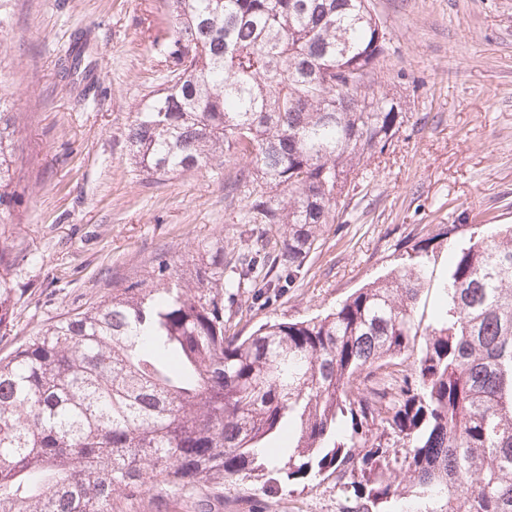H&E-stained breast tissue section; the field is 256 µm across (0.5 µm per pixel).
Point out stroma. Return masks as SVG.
Segmentation results:
<instances>
[{"instance_id": "obj_1", "label": "stroma", "mask_w": 512, "mask_h": 512, "mask_svg": "<svg viewBox=\"0 0 512 512\" xmlns=\"http://www.w3.org/2000/svg\"><path fill=\"white\" fill-rule=\"evenodd\" d=\"M391 37L373 87L407 120L357 171L335 224L295 287L265 308H240L235 332L331 311L384 277L443 224H512V0H372ZM0 88L18 114L22 192L0 222L17 262L14 322L0 355L68 314L98 305L113 283L145 275L163 251L188 261L220 237H245L224 172L202 167L145 179L127 128L160 89L171 20L165 0H15ZM90 36V93L58 61ZM334 480L274 487L225 483L212 512H342Z\"/></svg>"}]
</instances>
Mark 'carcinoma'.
Listing matches in <instances>:
<instances>
[{
	"mask_svg": "<svg viewBox=\"0 0 512 512\" xmlns=\"http://www.w3.org/2000/svg\"><path fill=\"white\" fill-rule=\"evenodd\" d=\"M168 79L136 113L131 160L152 181L250 159L224 179L255 245L162 255L99 305L0 357V512H114L226 481L334 479L343 512H512V225L448 252L441 307L418 314L445 224L323 317L227 323L292 288L352 175L407 121L373 89L390 49L372 0H166ZM80 32L61 59L88 64ZM365 72L351 88L336 85ZM20 129L0 93V221L19 197ZM0 246V329L14 320ZM407 448L401 460L389 449Z\"/></svg>",
	"mask_w": 512,
	"mask_h": 512,
	"instance_id": "carcinoma-1",
	"label": "carcinoma"
}]
</instances>
